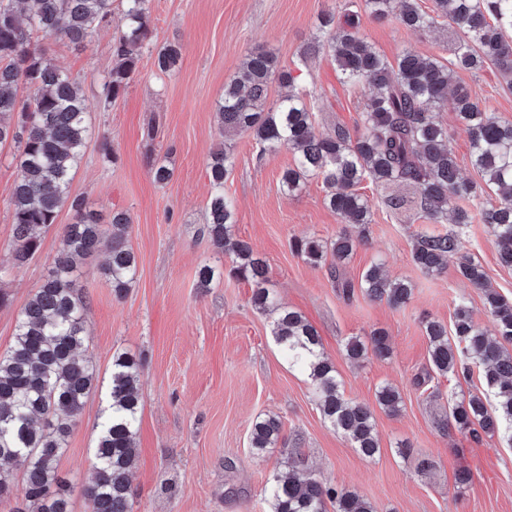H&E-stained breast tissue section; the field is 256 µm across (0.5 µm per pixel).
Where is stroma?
<instances>
[{"instance_id":"obj_1","label":"stroma","mask_w":512,"mask_h":512,"mask_svg":"<svg viewBox=\"0 0 512 512\" xmlns=\"http://www.w3.org/2000/svg\"><path fill=\"white\" fill-rule=\"evenodd\" d=\"M352 0H149L152 42L138 56L126 92L105 102L102 89L113 65L111 41L122 25L114 5L112 23L97 28L85 46L34 34L44 56L80 85L87 107L89 138L70 186L88 210L108 221L112 211L131 219L128 243L138 275L123 298H116L101 273L108 256L99 249L76 272L84 297L87 340L84 357L95 367L98 383L57 462L67 482L73 512H87L84 490L91 478L99 425L111 403L112 357L126 352L140 358L141 413L137 457L130 472L132 512H269L268 479L280 467L281 447L254 451V422L278 416L288 442L298 444L308 468L372 502L376 512H512V445L499 435L481 440L447 426L453 399L485 392L480 375L471 379L433 376L418 385L429 367L428 341L421 323L428 314L451 323L459 301H466L474 323L490 331L494 321L484 308V291L457 272L456 262L426 273L411 252L417 232L427 225L412 211L395 212L385 204L386 189L364 181L360 191L372 203L364 238L337 271L315 267L290 249L294 238L335 241L345 228L327 207L320 179L299 192L280 188L283 171L294 162L288 149L258 156L251 136H234L236 162L224 185L237 209L233 234L249 243L266 264V288L303 314L317 329L347 398L374 404L378 387L389 383L402 396L398 414L376 410L380 451L367 458L326 424L307 374L281 354L271 334L272 317L252 304V283L231 278V257L218 251L204 233L210 186L206 166L224 140L215 107L224 83L245 55L262 47L293 65L312 43L321 14L344 15ZM359 33L388 61L405 50L448 60L461 30L448 19L416 33L397 19L359 15ZM183 47L178 66L157 70V48ZM458 81L500 120L512 122V86L496 65L461 70ZM315 114L320 131L336 125L362 130L366 89L344 84L327 55L310 59L295 83ZM448 130L463 180L481 184L469 163L470 143L450 108L435 113ZM16 149L0 147V355L14 343L20 313L42 283L74 223L63 206L54 224L37 231L32 259L13 263V212L10 189L18 170ZM162 163L172 176L154 181L151 168ZM464 255L478 261L487 287L512 300V269L500 265L488 225L463 228ZM382 264L392 279L411 283L410 302L400 308L365 297L357 286L363 271ZM218 269L209 287L198 271ZM354 284L353 295L341 283ZM377 329L388 336V358L354 363L344 354L350 337L368 338ZM409 457L397 452L399 444ZM427 460L418 468V460ZM468 468L473 483L457 488V469Z\"/></svg>"}]
</instances>
